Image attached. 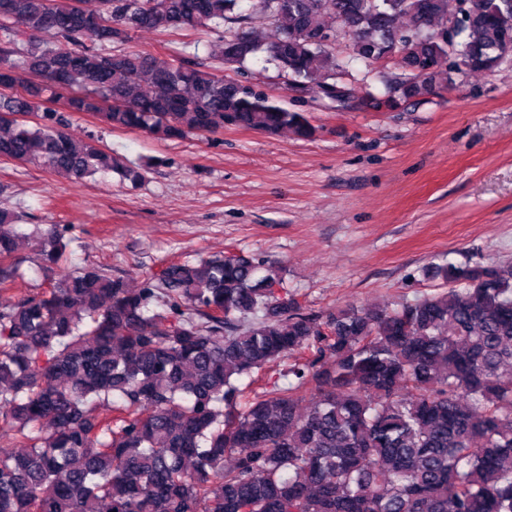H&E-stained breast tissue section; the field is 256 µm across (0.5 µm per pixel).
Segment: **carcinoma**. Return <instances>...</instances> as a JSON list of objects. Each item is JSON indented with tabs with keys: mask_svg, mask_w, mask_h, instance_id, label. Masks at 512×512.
I'll use <instances>...</instances> for the list:
<instances>
[{
	"mask_svg": "<svg viewBox=\"0 0 512 512\" xmlns=\"http://www.w3.org/2000/svg\"><path fill=\"white\" fill-rule=\"evenodd\" d=\"M141 29L214 32L225 65L262 52L331 101L350 60L394 57L392 109L502 64L512 0H0V158L144 178L66 112L161 139L314 135L248 80L112 50ZM21 221L0 210V259L28 238L52 269L63 233ZM436 273L448 290L323 316L278 263L230 252L137 289L90 265L0 305V512H512V262Z\"/></svg>",
	"mask_w": 512,
	"mask_h": 512,
	"instance_id": "1",
	"label": "carcinoma"
}]
</instances>
